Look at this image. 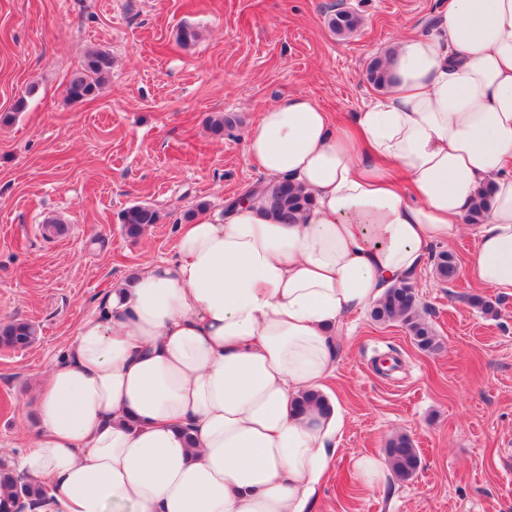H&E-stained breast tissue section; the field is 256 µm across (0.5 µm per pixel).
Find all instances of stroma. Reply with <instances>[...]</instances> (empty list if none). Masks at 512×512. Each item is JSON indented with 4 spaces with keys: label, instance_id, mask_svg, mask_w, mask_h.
Wrapping results in <instances>:
<instances>
[{
    "label": "stroma",
    "instance_id": "1",
    "mask_svg": "<svg viewBox=\"0 0 512 512\" xmlns=\"http://www.w3.org/2000/svg\"><path fill=\"white\" fill-rule=\"evenodd\" d=\"M338 0H0V324L38 330L28 348H0V460L17 465L38 435L34 388L64 357L81 321L113 283L170 257L200 205L263 183L246 138L264 108L311 96L340 120L379 93L367 69L398 35L424 34L447 0H348L361 22L336 36ZM195 40L180 43L183 28ZM112 56L91 101L65 88L84 48ZM234 127L214 133L213 117ZM143 204L158 223L128 237L121 212ZM60 219L62 235L45 236ZM458 276L432 265L413 279L440 347L421 350L370 310L349 320L327 382L345 417L314 512H512V296L467 274L475 239L447 248ZM497 308L487 317L469 299ZM410 436L421 468L367 487L356 462Z\"/></svg>",
    "mask_w": 512,
    "mask_h": 512
}]
</instances>
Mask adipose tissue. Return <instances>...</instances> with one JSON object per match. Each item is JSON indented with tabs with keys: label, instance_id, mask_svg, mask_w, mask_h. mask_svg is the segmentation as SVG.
<instances>
[{
	"label": "adipose tissue",
	"instance_id": "ef3b65f1",
	"mask_svg": "<svg viewBox=\"0 0 512 512\" xmlns=\"http://www.w3.org/2000/svg\"><path fill=\"white\" fill-rule=\"evenodd\" d=\"M383 63L351 122L297 94L250 128L249 162L311 196L299 223L259 195L203 212L80 323L19 461L50 489L38 512H312L345 420L294 403L322 390L348 318L484 195L471 274L512 295V0H448Z\"/></svg>",
	"mask_w": 512,
	"mask_h": 512
}]
</instances>
